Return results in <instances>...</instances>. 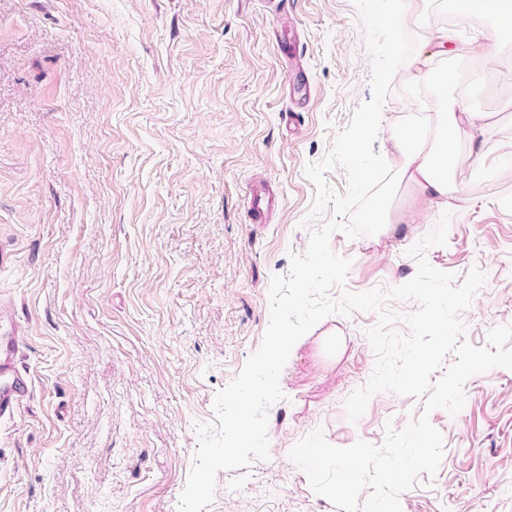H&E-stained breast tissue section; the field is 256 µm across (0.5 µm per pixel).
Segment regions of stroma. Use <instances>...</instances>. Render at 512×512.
Returning <instances> with one entry per match:
<instances>
[{"mask_svg": "<svg viewBox=\"0 0 512 512\" xmlns=\"http://www.w3.org/2000/svg\"><path fill=\"white\" fill-rule=\"evenodd\" d=\"M453 25L481 45L452 62L460 94L497 111L512 95V37L490 20ZM294 32L307 93L278 50ZM370 77L353 0H0V244L14 253L0 300L14 304L32 377L0 419V512H177L194 426L261 345L272 276L332 217H310L305 168L370 100ZM424 94L404 64L382 129ZM501 126L481 160L463 156L447 211L392 234L331 235L352 262L332 298L382 289L394 331L409 335L418 304L389 292L445 216L430 264L459 282L486 275L460 315L464 340L484 347L512 324V115ZM257 182L281 200L263 222L248 213ZM377 321L333 314L296 342L268 410V459L219 472L206 512H339L292 446L318 428L337 447L378 446L385 425L424 414L443 459L401 494L402 512H512V370L469 378L455 415L380 392L350 421L344 401L374 369Z\"/></svg>", "mask_w": 512, "mask_h": 512, "instance_id": "obj_1", "label": "stroma"}]
</instances>
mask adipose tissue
<instances>
[{"label":"adipose tissue","instance_id":"obj_1","mask_svg":"<svg viewBox=\"0 0 512 512\" xmlns=\"http://www.w3.org/2000/svg\"><path fill=\"white\" fill-rule=\"evenodd\" d=\"M459 15L469 24L493 20L498 28L512 34V0H453ZM454 41L447 26L428 29V52L415 60L416 79L434 88L435 95L427 112L407 119L384 131L386 150L395 163L397 187L409 191L417 207L395 210L383 206L377 221L384 226L412 224L417 208L443 209L458 188L453 175L459 162V145L470 155L481 156L488 135L494 134V114L470 109L458 92L454 69L439 68L436 56L449 55Z\"/></svg>","mask_w":512,"mask_h":512}]
</instances>
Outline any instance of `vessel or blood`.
I'll list each match as a JSON object with an SVG mask.
<instances>
[{"instance_id": "1", "label": "vessel or blood", "mask_w": 512, "mask_h": 512, "mask_svg": "<svg viewBox=\"0 0 512 512\" xmlns=\"http://www.w3.org/2000/svg\"><path fill=\"white\" fill-rule=\"evenodd\" d=\"M0 322L6 329L0 334V417L13 412L29 397L32 380L18 366V358L26 345L12 313L0 306Z\"/></svg>"}]
</instances>
